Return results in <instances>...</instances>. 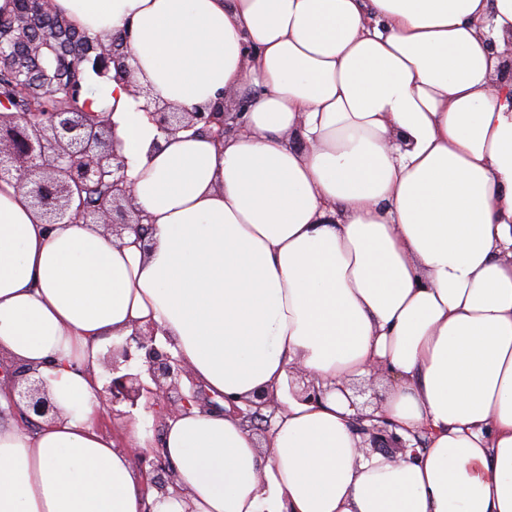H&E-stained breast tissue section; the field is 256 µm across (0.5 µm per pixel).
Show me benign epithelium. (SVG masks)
<instances>
[{
    "label": "benign epithelium",
    "instance_id": "benign-epithelium-1",
    "mask_svg": "<svg viewBox=\"0 0 512 512\" xmlns=\"http://www.w3.org/2000/svg\"><path fill=\"white\" fill-rule=\"evenodd\" d=\"M126 32L112 37V44L102 45L94 68L101 76L110 72L116 78L130 83L133 93L146 101L145 110L161 132L173 135L180 131L195 130L222 141L231 132L224 105L187 112L153 98L151 89L134 80V69L129 62ZM35 57L31 45L25 41L0 46V59ZM16 180L26 190L31 206L45 224H60L65 219L77 217L87 224H104L112 234L120 237L125 229L144 230V216L134 203L132 186L125 174L124 161L112 148L108 123L89 122L81 112H47L33 121L20 116L6 124L0 120V181ZM111 185L94 208L73 205L74 199L90 187ZM155 329L139 331L128 338L120 349L110 350L112 379L100 393L102 404L115 407L127 403L137 407L138 400L146 397L157 409V414H169L168 405L187 406V398L180 391L179 380L188 375L182 362L155 344ZM144 351L142 364L155 388L146 386L139 374L120 373V362L132 359L131 344ZM13 405L24 406L39 417L55 412L47 397L43 382L31 378L30 369L21 366L7 376ZM271 399L263 394L250 402L248 411L232 407V412L246 419L261 416L262 409L270 406ZM369 436L374 449L393 448L395 453L406 454L407 443L389 431L388 424H374L361 428ZM147 484L165 495L174 484V468L161 455L149 458L147 454L133 451Z\"/></svg>",
    "mask_w": 512,
    "mask_h": 512
}]
</instances>
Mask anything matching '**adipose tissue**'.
I'll return each instance as SVG.
<instances>
[{
    "label": "adipose tissue",
    "instance_id": "adipose-tissue-1",
    "mask_svg": "<svg viewBox=\"0 0 512 512\" xmlns=\"http://www.w3.org/2000/svg\"><path fill=\"white\" fill-rule=\"evenodd\" d=\"M53 3L129 31L158 99L248 109L223 143L168 136L94 78L143 235L42 223L0 181V356L57 408L32 432L0 417V512H512V0ZM149 323L215 399L276 402L260 435L167 417L164 495L92 424L105 342ZM376 368L365 409L345 388ZM365 414L426 447L363 448Z\"/></svg>",
    "mask_w": 512,
    "mask_h": 512
}]
</instances>
